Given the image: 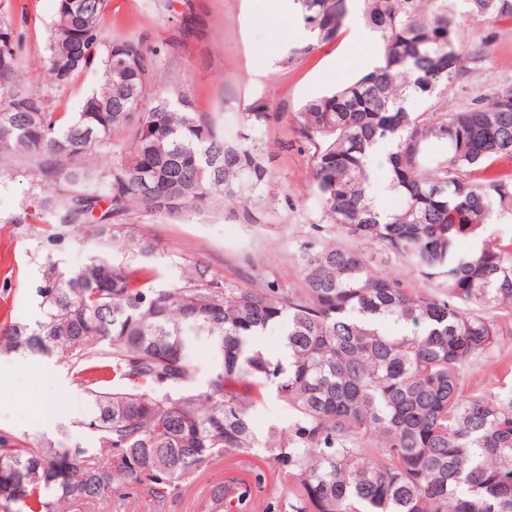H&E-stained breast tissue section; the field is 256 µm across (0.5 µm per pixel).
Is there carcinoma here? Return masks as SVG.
<instances>
[{
    "instance_id": "obj_1",
    "label": "carcinoma",
    "mask_w": 512,
    "mask_h": 512,
    "mask_svg": "<svg viewBox=\"0 0 512 512\" xmlns=\"http://www.w3.org/2000/svg\"><path fill=\"white\" fill-rule=\"evenodd\" d=\"M64 5L49 82L101 75L75 113L25 85L20 36L0 20V158L21 155L39 188L68 192L38 197V214L17 223L37 218L54 240L91 226L147 263L96 254L69 272L49 261L39 318L0 326V353L75 369L95 438L72 448L1 431L0 512H74L123 489L163 506L221 456L261 458L271 480L255 474L270 486L257 512H512V390L464 391L471 367L512 349V169L498 170L512 164V82L474 91L468 78L493 44L458 33V8L492 23L512 17V0H302L308 37L282 65L338 43L355 14L376 53L290 127L319 202L297 251L300 288L253 263L236 280L196 262L178 282H156L158 245L130 233L131 215L254 223L272 194L262 132L279 113L255 105L243 113L250 133L219 128L182 87L155 90L140 39L105 35V0ZM107 145L117 158L105 166L96 153ZM382 147L403 201L392 212L372 192ZM388 322L393 335L380 328ZM275 327L284 345L274 358L259 338ZM199 342L221 362L197 388ZM269 386L288 424L259 438L251 414ZM231 488L212 487L211 512H224Z\"/></svg>"
}]
</instances>
